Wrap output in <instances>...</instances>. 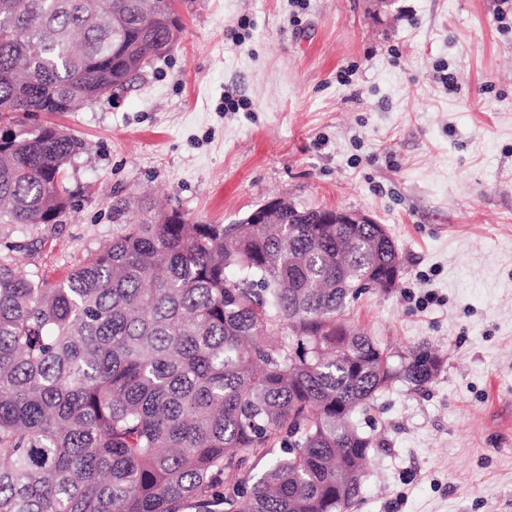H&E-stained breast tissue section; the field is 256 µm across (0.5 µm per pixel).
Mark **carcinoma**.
Returning a JSON list of instances; mask_svg holds the SVG:
<instances>
[{
    "label": "carcinoma",
    "mask_w": 512,
    "mask_h": 512,
    "mask_svg": "<svg viewBox=\"0 0 512 512\" xmlns=\"http://www.w3.org/2000/svg\"><path fill=\"white\" fill-rule=\"evenodd\" d=\"M145 0H0V105L72 112L131 83L169 36ZM84 144L21 125L0 149V224H56ZM50 281L0 256V512H350L378 391L423 388L443 358L338 321L397 263L371 224L160 223ZM266 460L255 474L254 461Z\"/></svg>",
    "instance_id": "cac0c4a2"
}]
</instances>
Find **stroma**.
Returning a JSON list of instances; mask_svg holds the SVG:
<instances>
[{
  "mask_svg": "<svg viewBox=\"0 0 512 512\" xmlns=\"http://www.w3.org/2000/svg\"><path fill=\"white\" fill-rule=\"evenodd\" d=\"M177 8V46L112 99L37 114L88 145L68 170L73 206L56 224H0V254L63 279L120 232L114 198L145 193L202 224L278 196L364 211L403 272L345 321L391 353L429 343L444 365L358 414L376 443L352 512H512V6Z\"/></svg>",
  "mask_w": 512,
  "mask_h": 512,
  "instance_id": "35a3bbf8",
  "label": "stroma"
}]
</instances>
